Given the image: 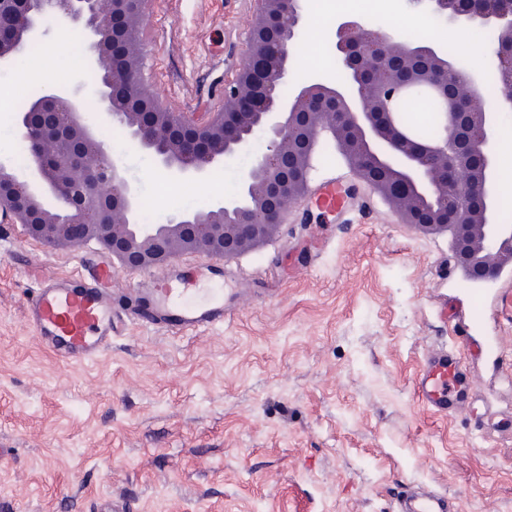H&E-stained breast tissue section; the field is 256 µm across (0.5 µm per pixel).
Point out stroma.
<instances>
[{
    "mask_svg": "<svg viewBox=\"0 0 512 512\" xmlns=\"http://www.w3.org/2000/svg\"><path fill=\"white\" fill-rule=\"evenodd\" d=\"M292 82L334 75L331 28L314 0ZM253 20L251 0H152L141 21L145 74L173 112L221 102ZM38 49L0 67V157L11 156L20 100L80 87L82 121L110 146L161 219L233 194L253 154L193 182L159 185L148 154L100 127L83 36L49 22ZM330 134L308 188L352 178ZM111 257L25 238L0 224V512H391L409 484L447 493L456 512H512V326L497 315L512 275L475 284L453 265L450 235L401 223L373 192L323 224H282L223 263L211 287L236 294L221 325L170 336L131 321L139 270L115 269L111 349L66 364L25 322L26 293ZM456 345L468 383L461 411L420 406L413 379L429 351Z\"/></svg>",
    "mask_w": 512,
    "mask_h": 512,
    "instance_id": "35a3bbf8",
    "label": "stroma"
}]
</instances>
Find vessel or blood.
Listing matches in <instances>:
<instances>
[{
    "label": "vessel or blood",
    "instance_id": "b4317fda",
    "mask_svg": "<svg viewBox=\"0 0 512 512\" xmlns=\"http://www.w3.org/2000/svg\"><path fill=\"white\" fill-rule=\"evenodd\" d=\"M347 191L328 182L317 189L318 208L339 212ZM190 272L162 276L160 283L142 284L136 291L138 321L147 327L176 334L223 323L224 292H207L190 285ZM116 306L98 275L59 276L31 290L24 302V318L40 346L58 360L83 364L112 345ZM467 391L460 358L453 350H438L421 359L415 395L428 411L445 414L458 409ZM393 512H453L446 494L423 486H409L396 500Z\"/></svg>",
    "mask_w": 512,
    "mask_h": 512
}]
</instances>
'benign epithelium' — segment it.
Segmentation results:
<instances>
[{
    "label": "benign epithelium",
    "instance_id": "1",
    "mask_svg": "<svg viewBox=\"0 0 512 512\" xmlns=\"http://www.w3.org/2000/svg\"><path fill=\"white\" fill-rule=\"evenodd\" d=\"M151 0H0V62L23 52L54 17L79 28L89 70L100 79L102 122L148 152L174 180L201 181L252 146L238 190L210 208L137 224L138 192L104 142L80 125L79 90L47 88L15 116L30 159L0 160V223L50 247L95 243L123 269L146 270L185 255L224 262L269 238L307 192L320 133H330L354 175L406 224L451 234V258L473 282L512 273V224L498 219V125L512 110V0H408L448 28L496 32L494 69L503 106L486 97V78L432 43H396L384 29L343 20L334 49L349 82L314 79L288 94L295 59L288 42L306 22L304 0H253L245 57L224 84L227 107L170 112L145 77L140 21ZM435 97L442 135L423 141L398 102Z\"/></svg>",
    "mask_w": 512,
    "mask_h": 512
}]
</instances>
